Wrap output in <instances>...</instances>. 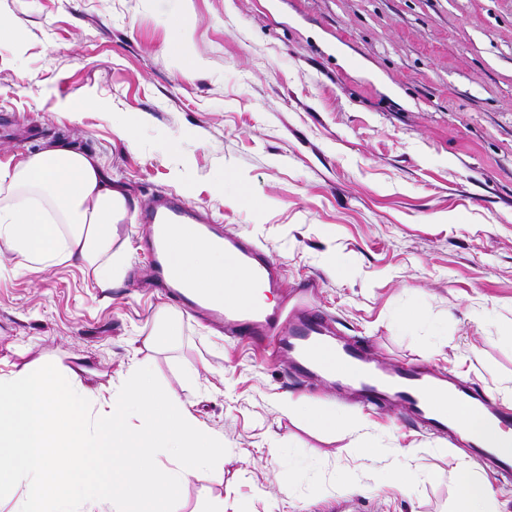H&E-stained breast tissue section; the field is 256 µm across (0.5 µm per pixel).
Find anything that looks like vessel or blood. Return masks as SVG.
<instances>
[{
	"instance_id": "obj_1",
	"label": "vessel or blood",
	"mask_w": 512,
	"mask_h": 512,
	"mask_svg": "<svg viewBox=\"0 0 512 512\" xmlns=\"http://www.w3.org/2000/svg\"><path fill=\"white\" fill-rule=\"evenodd\" d=\"M138 220L146 224L148 233L143 242L144 263L159 288L187 313L222 327L226 336L248 338L271 357L285 360L287 368L306 383L328 385L375 409H400L429 431L453 437L458 423L449 421L437 406L439 399L449 396L467 412L482 414L501 431L512 432V409L497 403L489 392L458 384L418 363L379 360L361 342L334 335L311 302L315 281L285 289L278 265L262 248L247 237L225 233L220 224L178 195L149 198ZM176 225L189 226L196 236L223 249L239 274L262 282L277 295V304L257 306L245 299L217 303L203 289L185 285L166 261L167 238ZM468 448L499 476L512 477V454L486 449L479 441Z\"/></svg>"
}]
</instances>
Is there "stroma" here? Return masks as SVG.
<instances>
[{
	"instance_id": "stroma-1",
	"label": "stroma",
	"mask_w": 512,
	"mask_h": 512,
	"mask_svg": "<svg viewBox=\"0 0 512 512\" xmlns=\"http://www.w3.org/2000/svg\"><path fill=\"white\" fill-rule=\"evenodd\" d=\"M0 16L14 29L0 161L63 142L99 160L131 212L177 194L265 249L286 286L316 279L319 310L372 356L512 407V0H0ZM142 233L113 227L123 268L108 288L0 253V357L86 363L92 390L149 363L227 448L175 512L219 498L224 512H453L465 457L450 439L304 392L255 344L181 311L173 339L151 342L169 302L145 283ZM404 311L418 319L402 328ZM285 398L364 425L319 429ZM468 462L512 512V482Z\"/></svg>"
}]
</instances>
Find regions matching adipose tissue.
Listing matches in <instances>:
<instances>
[{"label": "adipose tissue", "instance_id": "adipose-tissue-1", "mask_svg": "<svg viewBox=\"0 0 512 512\" xmlns=\"http://www.w3.org/2000/svg\"><path fill=\"white\" fill-rule=\"evenodd\" d=\"M130 218L125 195L112 187L91 155L55 144L17 163L0 162V249L19 268L74 263L109 284L121 270L112 258V227ZM168 263L187 284L218 301L246 296L267 304L265 288L228 268L223 250L210 247L188 227L169 237ZM455 512H497L485 482L459 464Z\"/></svg>", "mask_w": 512, "mask_h": 512}]
</instances>
